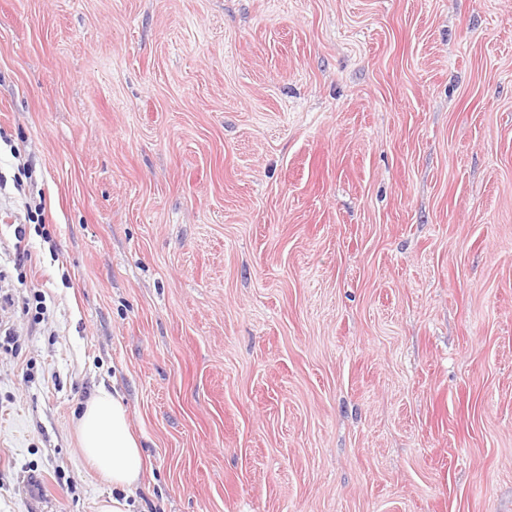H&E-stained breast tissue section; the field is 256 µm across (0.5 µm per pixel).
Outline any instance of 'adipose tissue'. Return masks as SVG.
<instances>
[{
  "mask_svg": "<svg viewBox=\"0 0 512 512\" xmlns=\"http://www.w3.org/2000/svg\"><path fill=\"white\" fill-rule=\"evenodd\" d=\"M78 433L83 456L113 489L139 483L144 468L141 443L129 427L125 407L106 388L97 389L87 401Z\"/></svg>",
  "mask_w": 512,
  "mask_h": 512,
  "instance_id": "ef3b65f1",
  "label": "adipose tissue"
}]
</instances>
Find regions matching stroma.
<instances>
[{
  "mask_svg": "<svg viewBox=\"0 0 512 512\" xmlns=\"http://www.w3.org/2000/svg\"><path fill=\"white\" fill-rule=\"evenodd\" d=\"M0 175V512H512V0H0ZM78 433L83 456L112 490L139 483L144 468L140 440L129 427L127 410L105 387L87 401Z\"/></svg>",
  "mask_w": 512,
  "mask_h": 512,
  "instance_id": "35a3bbf8",
  "label": "stroma"
}]
</instances>
